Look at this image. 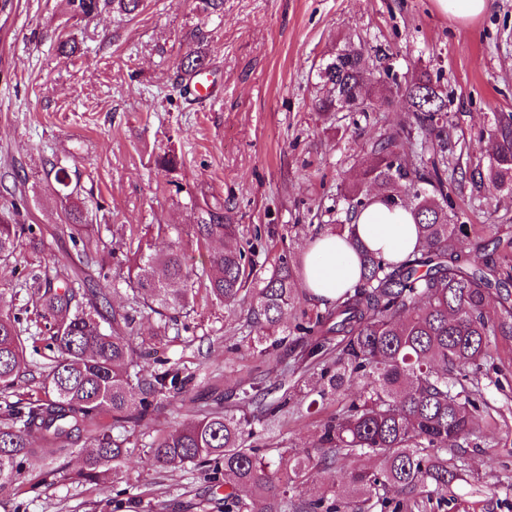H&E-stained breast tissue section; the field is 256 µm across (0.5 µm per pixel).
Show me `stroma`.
Here are the masks:
<instances>
[{"instance_id": "obj_1", "label": "stroma", "mask_w": 512, "mask_h": 512, "mask_svg": "<svg viewBox=\"0 0 512 512\" xmlns=\"http://www.w3.org/2000/svg\"><path fill=\"white\" fill-rule=\"evenodd\" d=\"M65 7L66 0H11L0 11V207L24 180L26 207L16 221L40 225L46 241L44 251L0 266V291L19 315L31 298L16 269L69 266L75 233L106 245L130 235L158 253L177 241L189 265L202 269L206 249L187 235H157L156 227L195 223L205 201L228 208L244 237L261 228L254 260L262 270L283 251L307 253L314 238L334 230L341 189L359 180L371 141L407 118L395 85L375 86L373 111L332 121L317 112L318 72L348 44L377 49L369 66L390 68L398 83L420 71L440 77L453 134L467 143L457 170L477 163L476 136L492 114L512 112V0H490L465 27L434 0H224L219 15L204 13L200 0H146L133 17L107 10L74 19ZM61 35L76 40L77 53H58ZM191 50L205 53L216 99L183 93L180 61ZM167 151L182 162L172 174L155 165ZM57 157L81 171L92 211L76 231L45 174ZM453 188L461 221L484 225L488 239L512 236V195L491 187L476 194L465 182ZM177 319L188 332L143 356V374L165 359L176 364L194 378L198 410L249 373L277 397L291 386L294 413L265 442L299 452L315 443L336 409L330 400L308 412L317 376L297 383L276 362L232 351L247 330L205 294ZM483 384L492 420L479 447L459 452L461 477L431 512H512V337L499 338ZM50 465L30 458L27 489L0 494V512H114L121 490L139 497L135 512H220L224 495L189 469L161 470L141 454L105 484L74 481L79 455L59 460L64 478L44 480Z\"/></svg>"}]
</instances>
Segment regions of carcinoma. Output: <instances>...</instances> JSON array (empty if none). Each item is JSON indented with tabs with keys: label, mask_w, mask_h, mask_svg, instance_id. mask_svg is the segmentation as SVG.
I'll use <instances>...</instances> for the list:
<instances>
[{
	"label": "carcinoma",
	"mask_w": 512,
	"mask_h": 512,
	"mask_svg": "<svg viewBox=\"0 0 512 512\" xmlns=\"http://www.w3.org/2000/svg\"><path fill=\"white\" fill-rule=\"evenodd\" d=\"M142 0H67L72 16H88L106 6L136 13ZM205 62L191 51L181 63L190 77ZM318 110L336 116L341 100L359 97L371 84L363 53L349 47L319 72ZM397 88L411 112L395 133H385L363 160L364 182L342 191L347 204L336 217V231L353 232V219L369 196L394 200L403 185L418 245L412 256L387 262L378 252L359 248L360 279L355 288L310 315L300 308L297 283L302 261L285 252L266 277L259 276L252 249L223 246L209 255L210 269L189 267L172 245L162 254L142 242H120L108 251L135 248V266L124 282L134 313L112 309V276L98 243L80 239L85 268L60 278L46 269L24 275L34 315L43 321L38 335L26 336L21 318L0 292V391L15 388L25 362L26 342L43 343L49 363L44 396L6 404L0 415V494L20 489L24 464L39 453L57 459L80 443L94 440L78 478L105 483L122 471L133 453L129 432L148 417L161 398L185 401L191 378L167 367L145 377L138 369L143 352L134 345V314L158 316L155 335L167 336L182 311L194 302V288H175L205 279L211 302L239 312L252 352L279 363L320 360L319 399L326 400L345 381L356 397L325 419L313 447L297 455L289 448H263L258 427L280 422L288 398L267 401L257 378L240 381L231 403L203 413L189 412L145 445L159 469L191 467L208 482L224 486L222 512H427L432 499H447L459 480L454 464L460 448H476L475 426L489 416L479 374L493 357L497 337L512 335V257L496 263L485 255L488 243L475 224L459 221L448 191V167L459 142L450 134L448 92L420 72ZM415 139L411 155L400 139ZM482 159L468 170L472 190L491 185L512 194V112H494L487 134L478 137ZM55 191L66 203L71 224L88 223L79 204L80 176L60 161L52 164ZM16 202L0 214V265L26 249L45 246L37 224H16ZM198 247L240 234L222 206L197 207L187 225ZM498 306H491L492 296ZM294 314L286 328L284 318ZM348 463L346 477L331 487L332 497L299 494L317 469Z\"/></svg>",
	"instance_id": "obj_1"
}]
</instances>
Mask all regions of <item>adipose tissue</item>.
Segmentation results:
<instances>
[{
    "instance_id": "1",
    "label": "adipose tissue",
    "mask_w": 512,
    "mask_h": 512,
    "mask_svg": "<svg viewBox=\"0 0 512 512\" xmlns=\"http://www.w3.org/2000/svg\"><path fill=\"white\" fill-rule=\"evenodd\" d=\"M355 238L388 259L406 258L417 243L410 210L400 203L377 200L358 213ZM350 238L336 233L317 236L304 259L302 286L315 299L334 301L355 287L360 264Z\"/></svg>"
}]
</instances>
